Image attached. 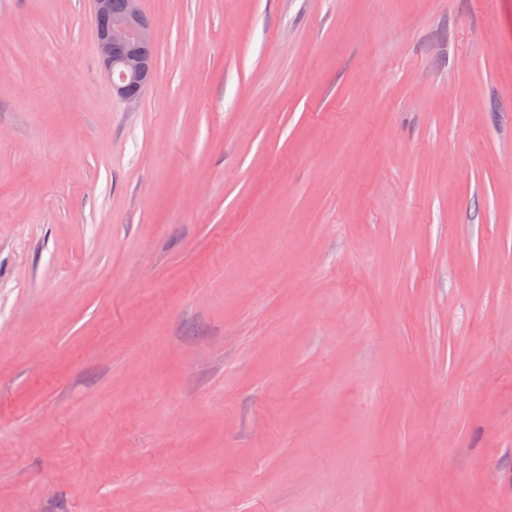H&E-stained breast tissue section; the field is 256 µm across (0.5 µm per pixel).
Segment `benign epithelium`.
I'll use <instances>...</instances> for the list:
<instances>
[{
    "instance_id": "1",
    "label": "benign epithelium",
    "mask_w": 512,
    "mask_h": 512,
    "mask_svg": "<svg viewBox=\"0 0 512 512\" xmlns=\"http://www.w3.org/2000/svg\"><path fill=\"white\" fill-rule=\"evenodd\" d=\"M100 65L112 92L135 101L153 80L155 65L143 53L153 44V23L140 6L141 0H90Z\"/></svg>"
}]
</instances>
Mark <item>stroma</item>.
<instances>
[{
    "label": "stroma",
    "instance_id": "stroma-1",
    "mask_svg": "<svg viewBox=\"0 0 512 512\" xmlns=\"http://www.w3.org/2000/svg\"><path fill=\"white\" fill-rule=\"evenodd\" d=\"M0 0V512H512V0ZM100 65L112 92L135 101L153 80L155 49L153 23L140 6L141 0H90ZM119 7L118 9L113 7ZM121 2V5H120Z\"/></svg>",
    "mask_w": 512,
    "mask_h": 512
}]
</instances>
